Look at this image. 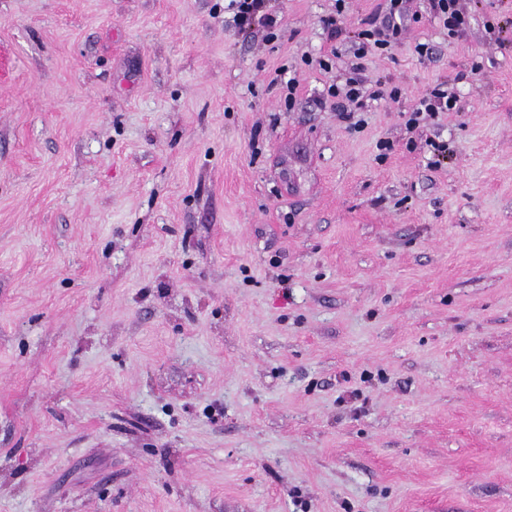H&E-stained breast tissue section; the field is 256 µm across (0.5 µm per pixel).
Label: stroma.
I'll list each match as a JSON object with an SVG mask.
<instances>
[{
  "mask_svg": "<svg viewBox=\"0 0 512 512\" xmlns=\"http://www.w3.org/2000/svg\"><path fill=\"white\" fill-rule=\"evenodd\" d=\"M382 2L0 0V512H512V0L351 129ZM385 24L382 28H365L356 32L351 41L353 57L357 60L349 69V77L342 84L331 85L329 93L336 97V108L342 120L350 121L354 118V108L364 109L367 107V100H376L382 96L381 90L369 91L364 86L362 71L364 70L363 60L368 53L385 52L390 49L398 40L402 24L407 13L406 3L403 0L386 1ZM399 22H398V21ZM345 102L353 106L348 110ZM456 106V98L448 94V89L435 88L427 97L421 99L406 122L408 128H415L419 125L420 116L425 112L432 116L438 110L452 112Z\"/></svg>",
  "mask_w": 512,
  "mask_h": 512,
  "instance_id": "stroma-1",
  "label": "stroma"
}]
</instances>
